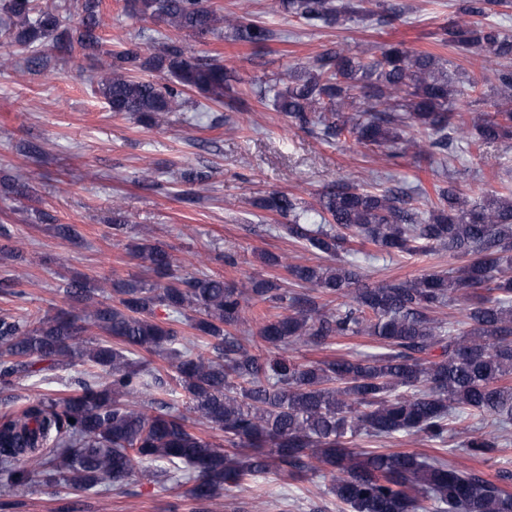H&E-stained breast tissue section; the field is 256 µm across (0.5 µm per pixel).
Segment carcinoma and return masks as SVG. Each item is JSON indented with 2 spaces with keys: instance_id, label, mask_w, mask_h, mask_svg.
I'll return each mask as SVG.
<instances>
[{
  "instance_id": "obj_1",
  "label": "carcinoma",
  "mask_w": 512,
  "mask_h": 512,
  "mask_svg": "<svg viewBox=\"0 0 512 512\" xmlns=\"http://www.w3.org/2000/svg\"><path fill=\"white\" fill-rule=\"evenodd\" d=\"M508 0H461L459 13L493 17ZM102 0H0L6 16L0 45L27 53L32 70L55 54L78 52L91 62L93 91L114 112L151 125L174 112L195 90L210 102L235 92L242 79L215 59L194 55L182 42L141 35L121 50L105 47ZM128 15L157 18L179 33L205 38L230 32L259 47L271 31L245 15L222 14L207 0H125ZM275 7L307 25H336L353 17L385 24L399 8L372 13L342 0H276ZM79 18L67 23V13ZM441 42L496 65L492 112L465 116L454 107V81L431 52L385 45L376 53L326 49L274 91L278 111L301 128L322 126L391 154L409 148L423 159L448 155L464 143L480 148L512 136V36L492 23L462 21L443 29ZM169 75L163 87L139 77ZM352 110L356 116H347ZM417 128L421 138L405 137ZM29 182H0V194L30 195ZM436 199L399 182L381 190L332 185L317 199L325 224L308 223L295 196L274 192L256 207L289 219L288 237L324 255L326 263L290 265L297 284L337 301L328 308L309 292L288 291L278 280L249 277L239 285L200 273H177L171 253L142 243L131 254L153 279L112 283L73 279L64 305L29 320L0 316V386L82 363L93 380L79 381L62 400L40 399L19 413L0 414V478L23 488L69 486L90 491L122 483L137 463L162 462L165 475L193 474L191 494L216 499L271 471L293 479L323 473L329 492L349 512H512V491L473 469L409 452L356 451L349 440L420 435L445 444L454 425L472 417L505 430L512 425V190L471 199L459 187L435 188ZM355 243L388 254L444 250L458 261L447 271L370 285ZM451 301L462 304L455 328L435 317ZM259 303L258 340L278 351L271 358L242 343L235 331ZM184 319L204 343L194 353L180 343ZM362 336L383 352L297 361L298 347H326ZM163 364L156 366L153 357ZM181 392L195 421L223 434L219 443L195 433L167 397ZM74 422H69V419ZM461 450L485 462L501 450L499 437L474 435Z\"/></svg>"
}]
</instances>
